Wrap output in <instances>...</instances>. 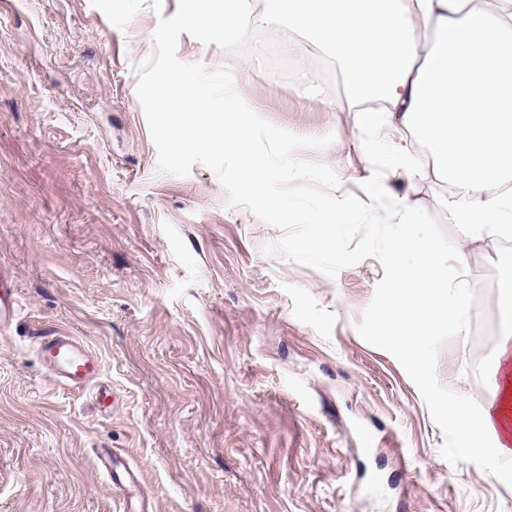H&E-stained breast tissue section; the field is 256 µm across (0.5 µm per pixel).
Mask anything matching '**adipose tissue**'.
Wrapping results in <instances>:
<instances>
[{"instance_id":"ef3b65f1","label":"adipose tissue","mask_w":512,"mask_h":512,"mask_svg":"<svg viewBox=\"0 0 512 512\" xmlns=\"http://www.w3.org/2000/svg\"><path fill=\"white\" fill-rule=\"evenodd\" d=\"M287 15L338 62L355 97L380 92L390 103L387 123L413 130L430 114H444L425 140L428 154L449 181L470 191L457 207L466 231L512 229V197L496 187L512 178V0L466 8L464 0H264L261 15L225 11L215 0H185L181 24L202 37L227 30L249 35L259 19ZM430 38L420 52L413 37ZM490 397L481 414L453 400L438 411L465 447L499 463L512 462V331L498 339L487 366Z\"/></svg>"}]
</instances>
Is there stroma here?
<instances>
[{"label":"stroma","instance_id":"1","mask_svg":"<svg viewBox=\"0 0 512 512\" xmlns=\"http://www.w3.org/2000/svg\"><path fill=\"white\" fill-rule=\"evenodd\" d=\"M152 3L0 0V273L22 302L0 327V512H120L92 453L101 444L139 471L149 512H512V479L446 461L399 361L358 334L377 259L332 279L267 253L281 231L231 206L210 168L159 171L135 67L179 0ZM177 55L231 69L272 124L333 134L294 156L360 194L374 168L358 101L287 18L256 28L247 53L184 33ZM382 135L425 158L423 130ZM382 184L466 254L477 301L437 376L485 403L483 372L512 322V258L500 238H463L454 186L426 158ZM46 328L98 356L106 397L45 372Z\"/></svg>","mask_w":512,"mask_h":512}]
</instances>
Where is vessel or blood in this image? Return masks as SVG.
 <instances>
[{"label": "vessel or blood", "mask_w": 512, "mask_h": 512, "mask_svg": "<svg viewBox=\"0 0 512 512\" xmlns=\"http://www.w3.org/2000/svg\"><path fill=\"white\" fill-rule=\"evenodd\" d=\"M40 362L55 381L70 388L81 389L96 379L99 364L75 336L59 329L44 330L38 338ZM96 463L109 487L120 491L135 487L137 475L111 449L98 448Z\"/></svg>", "instance_id": "obj_1"}]
</instances>
